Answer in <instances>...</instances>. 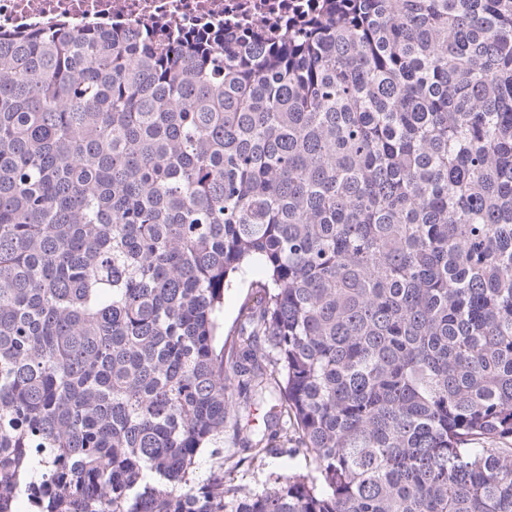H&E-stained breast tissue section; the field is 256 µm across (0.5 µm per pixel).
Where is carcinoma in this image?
I'll return each instance as SVG.
<instances>
[{
    "mask_svg": "<svg viewBox=\"0 0 512 512\" xmlns=\"http://www.w3.org/2000/svg\"><path fill=\"white\" fill-rule=\"evenodd\" d=\"M0 512H512V0L0 39ZM261 277V270L259 267L250 268L246 273L245 281L239 284L238 288H231L224 293V309L221 314L224 320V334L229 330L236 327V317L241 303L243 302L246 294L248 293L247 285L253 278ZM284 467H292L295 469L306 470L309 468L308 460L302 455L288 457L287 455H277L268 457L263 465L246 469L241 468L234 473L235 478L241 484L257 490L262 489L266 478L272 471H279Z\"/></svg>",
    "mask_w": 512,
    "mask_h": 512,
    "instance_id": "carcinoma-1",
    "label": "carcinoma"
}]
</instances>
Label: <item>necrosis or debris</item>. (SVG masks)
Listing matches in <instances>:
<instances>
[{
    "mask_svg": "<svg viewBox=\"0 0 512 512\" xmlns=\"http://www.w3.org/2000/svg\"><path fill=\"white\" fill-rule=\"evenodd\" d=\"M311 4L312 0H0V34L101 27L111 21L130 30H258L274 36Z\"/></svg>",
    "mask_w": 512,
    "mask_h": 512,
    "instance_id": "obj_1",
    "label": "necrosis or debris"
}]
</instances>
